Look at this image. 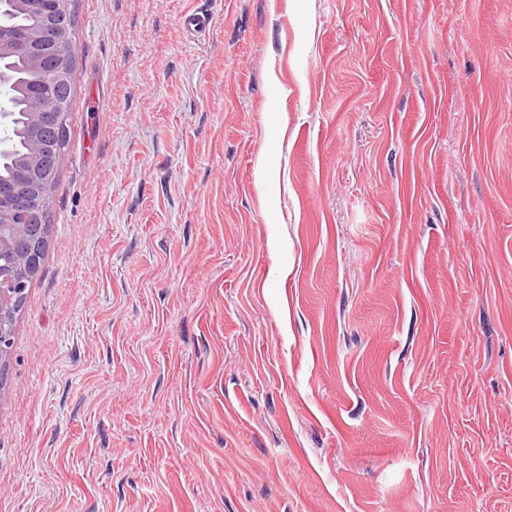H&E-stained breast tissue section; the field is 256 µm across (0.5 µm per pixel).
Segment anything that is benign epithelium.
Returning a JSON list of instances; mask_svg holds the SVG:
<instances>
[{
    "instance_id": "1",
    "label": "benign epithelium",
    "mask_w": 512,
    "mask_h": 512,
    "mask_svg": "<svg viewBox=\"0 0 512 512\" xmlns=\"http://www.w3.org/2000/svg\"><path fill=\"white\" fill-rule=\"evenodd\" d=\"M20 11L36 10L43 21L23 37L0 36V58L24 48L30 69L42 73L48 60L56 58L48 73L49 83L70 89L69 62L73 58L69 26L70 0H12ZM67 96L47 99L35 92L30 99V143L28 153L18 160L22 179H0V256L9 257L13 272L0 273V387L8 375V362L14 335L15 313L26 297V280L40 270L48 225L49 187L30 182L49 166H56L67 133Z\"/></svg>"
}]
</instances>
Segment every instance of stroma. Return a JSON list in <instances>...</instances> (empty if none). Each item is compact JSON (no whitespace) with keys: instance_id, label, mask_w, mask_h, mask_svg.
<instances>
[{"instance_id":"stroma-1","label":"stroma","mask_w":512,"mask_h":512,"mask_svg":"<svg viewBox=\"0 0 512 512\" xmlns=\"http://www.w3.org/2000/svg\"><path fill=\"white\" fill-rule=\"evenodd\" d=\"M71 10L0 512H512V0Z\"/></svg>"}]
</instances>
